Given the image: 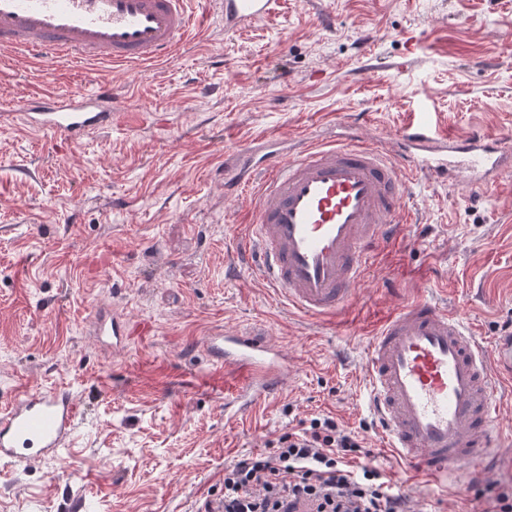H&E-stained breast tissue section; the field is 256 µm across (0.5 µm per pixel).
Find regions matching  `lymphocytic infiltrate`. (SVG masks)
Here are the masks:
<instances>
[{
  "instance_id": "obj_1",
  "label": "lymphocytic infiltrate",
  "mask_w": 512,
  "mask_h": 512,
  "mask_svg": "<svg viewBox=\"0 0 512 512\" xmlns=\"http://www.w3.org/2000/svg\"><path fill=\"white\" fill-rule=\"evenodd\" d=\"M222 512H411L401 488L383 477L372 451L332 416L282 433L271 450L226 467Z\"/></svg>"
}]
</instances>
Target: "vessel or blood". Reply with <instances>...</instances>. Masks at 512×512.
<instances>
[{
	"mask_svg": "<svg viewBox=\"0 0 512 512\" xmlns=\"http://www.w3.org/2000/svg\"><path fill=\"white\" fill-rule=\"evenodd\" d=\"M283 0H0V51L48 64H152L171 57L217 12L225 31L277 14ZM110 84L94 91L42 94L21 103L25 127L52 142L80 145L111 129ZM224 189L254 191L253 218L236 250L252 275L288 308L311 319L349 303L371 258L411 221L410 178L448 182L480 195L512 180L504 138L443 133L427 112L413 113L394 150L351 135L329 142L258 140L242 146ZM100 335L135 330L100 316ZM207 355L235 374L224 418L242 422L280 390L288 358L262 332L216 329ZM370 402L390 448L408 467L443 482L479 471L512 445L500 421L502 389L512 384V337L485 347L457 314L423 297L402 305L372 336L365 356ZM78 416L66 389H28L0 413V462H29L65 447Z\"/></svg>",
	"mask_w": 512,
	"mask_h": 512,
	"instance_id": "obj_1",
	"label": "vessel or blood"
}]
</instances>
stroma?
<instances>
[{
  "instance_id": "stroma-1",
  "label": "stroma",
  "mask_w": 512,
  "mask_h": 512,
  "mask_svg": "<svg viewBox=\"0 0 512 512\" xmlns=\"http://www.w3.org/2000/svg\"><path fill=\"white\" fill-rule=\"evenodd\" d=\"M103 79L119 104L110 131L68 147L21 128L23 99ZM414 112L455 135H512V0H286L242 30L211 22L151 68L1 58L0 411L20 387L63 386L79 414L60 454L0 463V512H197L226 466L320 413L365 437L414 512H482L477 491L512 492V447L471 481L413 474L369 411L364 370L370 337L412 298L447 304L487 345L512 325V184L415 185L416 223L314 323L232 268L251 217L248 196L224 194L240 143L351 128L391 148ZM102 309L154 333L102 344ZM255 326L289 375L228 425L203 341Z\"/></svg>"
}]
</instances>
